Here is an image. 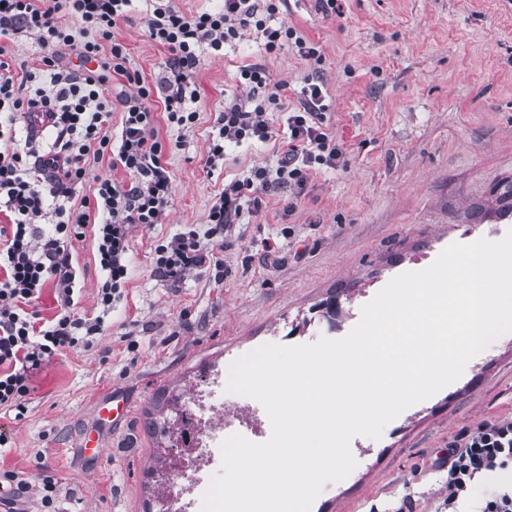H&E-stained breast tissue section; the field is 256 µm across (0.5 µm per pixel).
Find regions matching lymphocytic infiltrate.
I'll list each match as a JSON object with an SVG mask.
<instances>
[{"label":"lymphocytic infiltrate","instance_id":"obj_1","mask_svg":"<svg viewBox=\"0 0 512 512\" xmlns=\"http://www.w3.org/2000/svg\"><path fill=\"white\" fill-rule=\"evenodd\" d=\"M134 0H0V215L9 231L0 241V410L24 413L34 380L63 349L87 346L102 334V319L75 316L76 272L67 245L93 229L96 253L105 280L98 291L103 309L120 299L129 274L132 228L163 223L172 199L166 161L167 146L157 128L156 105H163L168 127L185 128L196 118L199 96L194 78L205 50L218 51L255 34L272 54L294 43L300 56L315 59L317 50L293 28L276 21L288 0H224L221 8L184 13L177 0H150L145 22L152 41L168 55L154 81L129 69L126 45L115 36ZM74 21L63 27L61 18ZM34 39L40 65L16 76L5 58L8 45ZM78 46L86 67L76 70L62 60V50ZM100 69H90L92 61ZM120 79L118 93L108 89ZM244 92L225 101L215 118L208 160L224 159L227 145L271 139L272 113L285 114L288 136L277 150L275 169L255 167L225 183L209 208L207 221L224 230L245 216L263 210L264 199L284 191L288 209H295L314 172L333 169L343 160L335 132L323 121V87L304 88L300 105L287 109L278 93L269 91L264 65L242 70ZM121 111L119 134L106 124ZM45 113L55 139L39 150L33 136L18 139L15 114ZM35 165H28V158ZM110 159L122 180L99 181L93 200L76 201L89 159ZM56 222L51 231L39 223ZM157 273L178 279L186 271L223 263L205 249L195 232L172 237L155 249ZM52 289L61 310L50 320L34 308L45 289ZM448 472L444 500L448 512H461L474 481L488 490L476 512H512V414L484 420L448 443L439 463ZM36 494L40 512H56L59 482L44 476L38 486L14 472L0 474V512H23L28 494Z\"/></svg>","mask_w":512,"mask_h":512}]
</instances>
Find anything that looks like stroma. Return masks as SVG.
Listing matches in <instances>:
<instances>
[{
  "instance_id": "stroma-1",
  "label": "stroma",
  "mask_w": 512,
  "mask_h": 512,
  "mask_svg": "<svg viewBox=\"0 0 512 512\" xmlns=\"http://www.w3.org/2000/svg\"><path fill=\"white\" fill-rule=\"evenodd\" d=\"M139 0L115 31L129 66L154 79L166 56L148 36ZM285 21L316 47L320 62L289 46L270 55L255 35L205 53L195 76L198 118L184 130L159 122L174 194L163 223L130 234V275L107 330L89 347L63 352L37 376L27 412L0 411V472L60 482L59 512H159L169 486L173 429L193 407L213 370L231 367L266 344L339 339L363 305L395 276L430 266L448 246L512 229L496 198L512 183V0H341L323 14L313 0H290ZM265 64L271 90L297 105L319 80L326 114L344 147L343 166L313 175L291 215L285 193L260 216L225 234L207 222L225 181L254 166H274L276 144L228 148L223 166L207 163L217 112L241 94L240 70ZM196 230L202 245L223 243L226 269L158 276L154 249ZM76 270L73 312L98 315L104 280L92 232L69 245ZM336 300L335 321L317 312ZM124 396L125 422L103 421L101 398ZM215 413L247 426L250 441L271 435L257 400L225 393ZM512 413V335L444 390L404 410L380 439L351 441L357 461L347 478L326 483L310 512H444L447 474L432 468L451 436ZM105 450L91 459L83 434Z\"/></svg>"
}]
</instances>
